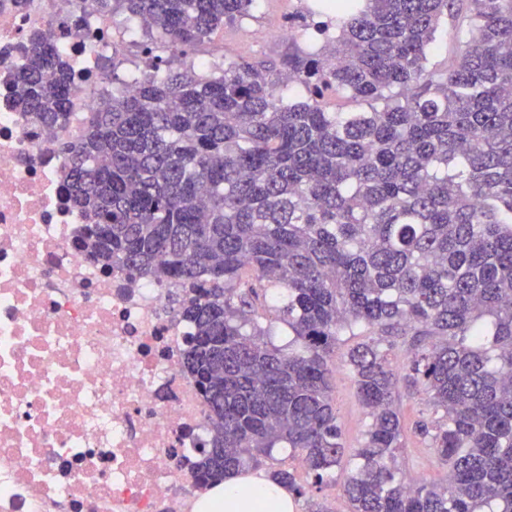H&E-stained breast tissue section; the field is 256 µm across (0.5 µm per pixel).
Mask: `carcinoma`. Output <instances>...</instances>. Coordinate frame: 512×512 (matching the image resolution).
Listing matches in <instances>:
<instances>
[{
	"label": "carcinoma",
	"instance_id": "1",
	"mask_svg": "<svg viewBox=\"0 0 512 512\" xmlns=\"http://www.w3.org/2000/svg\"><path fill=\"white\" fill-rule=\"evenodd\" d=\"M94 2L153 22L149 71L112 74L117 93L57 150L83 250L187 285L171 303L209 408L199 486L288 448L351 512H512V0H321V46L199 72L156 50L198 49L254 0ZM463 9L456 54L429 63L441 20ZM21 50L16 108L67 121L69 66L42 34ZM289 85L305 100L285 101ZM345 97L369 108L342 112ZM274 320L286 350L267 340ZM347 334L367 337L347 364L371 423L338 474L331 375ZM401 382L435 414L415 431L437 481L404 484ZM274 479L306 494L288 469Z\"/></svg>",
	"mask_w": 512,
	"mask_h": 512
}]
</instances>
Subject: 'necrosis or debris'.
Masks as SVG:
<instances>
[{"label":"necrosis or debris","instance_id":"obj_1","mask_svg":"<svg viewBox=\"0 0 512 512\" xmlns=\"http://www.w3.org/2000/svg\"><path fill=\"white\" fill-rule=\"evenodd\" d=\"M46 34L74 83L66 123L14 109L19 47ZM91 0H0V512H187L183 462L208 436L183 371L175 284L77 247L85 219L61 180L100 103V59L122 55Z\"/></svg>","mask_w":512,"mask_h":512}]
</instances>
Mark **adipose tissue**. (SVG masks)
Here are the masks:
<instances>
[{
	"label": "adipose tissue",
	"mask_w": 512,
	"mask_h": 512,
	"mask_svg": "<svg viewBox=\"0 0 512 512\" xmlns=\"http://www.w3.org/2000/svg\"><path fill=\"white\" fill-rule=\"evenodd\" d=\"M274 489L273 512H293V497L282 486L261 474H234L225 478L222 484L210 488L198 501V512H211L215 500H223L224 512H261L253 502L266 489Z\"/></svg>",
	"instance_id": "adipose-tissue-1"
}]
</instances>
